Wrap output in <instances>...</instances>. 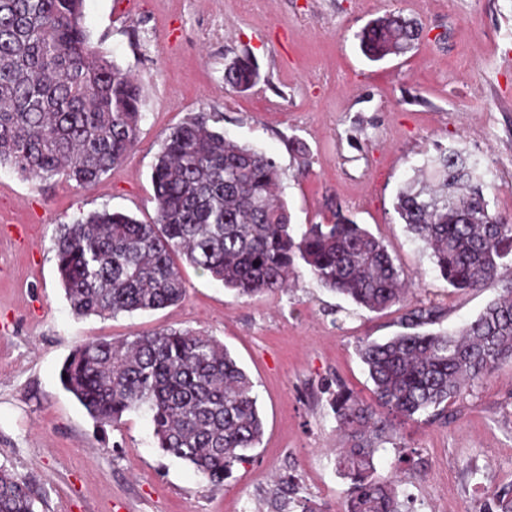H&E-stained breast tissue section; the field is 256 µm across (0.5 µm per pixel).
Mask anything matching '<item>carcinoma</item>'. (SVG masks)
<instances>
[{"label": "carcinoma", "mask_w": 512, "mask_h": 512, "mask_svg": "<svg viewBox=\"0 0 512 512\" xmlns=\"http://www.w3.org/2000/svg\"><path fill=\"white\" fill-rule=\"evenodd\" d=\"M84 0H0V167L90 188L134 149L142 90L101 55L83 26ZM422 36L400 12L368 23L360 48L371 61L399 56ZM259 80L248 56L225 67L224 83L246 91ZM200 112L162 140L152 172L150 224L94 211L62 224L56 263L78 315L149 311L181 301L180 261L240 296L286 290L299 268L358 307L382 311L408 289L383 243L348 217L295 234L269 156L228 138ZM489 170L440 148L396 197L395 210L456 291L497 282L501 294L457 332L403 333L362 341L383 417L340 390L332 407L346 439L337 467L349 480L339 512H401L399 479L377 474L374 456L394 437L389 417L446 418L466 385L512 362V222L489 211ZM418 306L409 326L440 320ZM62 384L100 423L149 411L157 447L221 485L260 442L253 383L224 346L189 330L163 329L97 340L65 361ZM0 512H35L28 480L0 466Z\"/></svg>", "instance_id": "carcinoma-1"}]
</instances>
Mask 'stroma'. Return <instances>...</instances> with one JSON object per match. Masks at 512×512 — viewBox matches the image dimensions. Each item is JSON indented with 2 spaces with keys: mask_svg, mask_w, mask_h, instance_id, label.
<instances>
[{
  "mask_svg": "<svg viewBox=\"0 0 512 512\" xmlns=\"http://www.w3.org/2000/svg\"><path fill=\"white\" fill-rule=\"evenodd\" d=\"M242 2L84 0L94 46L143 88L136 147L90 188L0 167V465L28 478L36 512H336L349 482L331 400L343 389L377 403L359 340L405 332L420 303L454 330L499 292L450 288L394 201L436 146H452L492 170L490 210L512 218V0ZM394 11L422 37L369 61L358 34ZM242 55L260 72L244 92L224 84ZM197 112L277 162L293 224L342 211L383 241L413 294L369 312L304 275L242 298L187 265L178 304L76 315L56 267L59 225L103 209L153 221L159 145ZM162 329L214 337L254 383L262 440L223 484L163 454L146 411L98 423L60 382L76 348ZM453 408L449 423H402L375 459L379 475L400 474L402 512H487L512 486V363Z\"/></svg>",
  "mask_w": 512,
  "mask_h": 512,
  "instance_id": "obj_1",
  "label": "stroma"
}]
</instances>
